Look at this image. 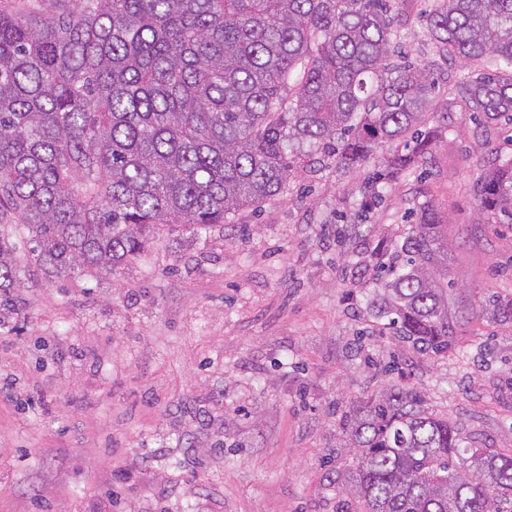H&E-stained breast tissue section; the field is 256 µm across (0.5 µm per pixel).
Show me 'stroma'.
I'll use <instances>...</instances> for the list:
<instances>
[{"instance_id":"1","label":"stroma","mask_w":512,"mask_h":512,"mask_svg":"<svg viewBox=\"0 0 512 512\" xmlns=\"http://www.w3.org/2000/svg\"><path fill=\"white\" fill-rule=\"evenodd\" d=\"M425 7L408 0L397 37L438 78L417 170L373 191L364 171L304 162L234 226L163 232L116 273L21 268L0 308V512H338L339 419L386 382L417 388L468 446L512 448V323L481 310L512 295V227L487 223L476 197L512 158V121L456 100L454 83L497 62L444 59ZM424 203L448 250L452 336L436 354L378 322L343 270L406 235Z\"/></svg>"}]
</instances>
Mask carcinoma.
Masks as SVG:
<instances>
[{
    "instance_id": "obj_1",
    "label": "carcinoma",
    "mask_w": 512,
    "mask_h": 512,
    "mask_svg": "<svg viewBox=\"0 0 512 512\" xmlns=\"http://www.w3.org/2000/svg\"><path fill=\"white\" fill-rule=\"evenodd\" d=\"M407 0H49L0 10V303L21 286L10 243L54 276L116 270L148 241L258 209L286 188L308 143L360 169L381 143L403 151L373 184L426 159L430 70L392 60ZM442 56L503 62L455 86L484 121L512 117V0H433L422 13ZM300 77L289 78L295 69ZM293 106L283 108L284 98ZM479 205L512 224V158L485 172ZM432 206L385 245L376 317L425 352L448 350L447 260ZM489 307L512 321V297ZM356 459L355 512H512V453L468 451L455 423L411 387L385 384L341 416Z\"/></svg>"
}]
</instances>
